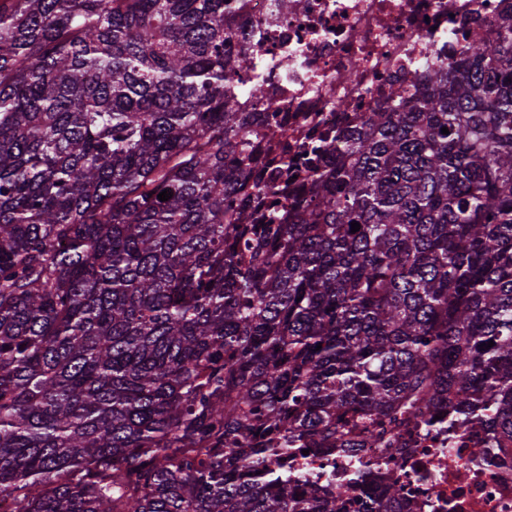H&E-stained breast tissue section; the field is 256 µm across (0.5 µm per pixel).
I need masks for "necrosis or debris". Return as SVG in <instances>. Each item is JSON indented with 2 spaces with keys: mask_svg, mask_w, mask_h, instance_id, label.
Returning <instances> with one entry per match:
<instances>
[{
  "mask_svg": "<svg viewBox=\"0 0 512 512\" xmlns=\"http://www.w3.org/2000/svg\"><path fill=\"white\" fill-rule=\"evenodd\" d=\"M276 0H243L230 59L249 57L240 79L260 82L262 98L241 95L236 108L260 112L258 138L279 154V133L290 145L312 134H333L345 113L370 112L390 91L405 98L419 86L422 66L455 59L470 32L483 27L495 40L500 0H301L299 12L277 14ZM406 448H352L300 455L293 472L310 481L344 478L378 465L379 478L396 476L400 512H512V447L491 444L486 427L454 431L418 428L400 434Z\"/></svg>",
  "mask_w": 512,
  "mask_h": 512,
  "instance_id": "necrosis-or-debris-1",
  "label": "necrosis or debris"
}]
</instances>
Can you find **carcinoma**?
I'll use <instances>...</instances> for the list:
<instances>
[{
  "label": "carcinoma",
  "mask_w": 512,
  "mask_h": 512,
  "mask_svg": "<svg viewBox=\"0 0 512 512\" xmlns=\"http://www.w3.org/2000/svg\"><path fill=\"white\" fill-rule=\"evenodd\" d=\"M232 34L226 0H0L15 512H326L288 455H400L426 407L512 441V0L283 183Z\"/></svg>",
  "instance_id": "carcinoma-1"
}]
</instances>
